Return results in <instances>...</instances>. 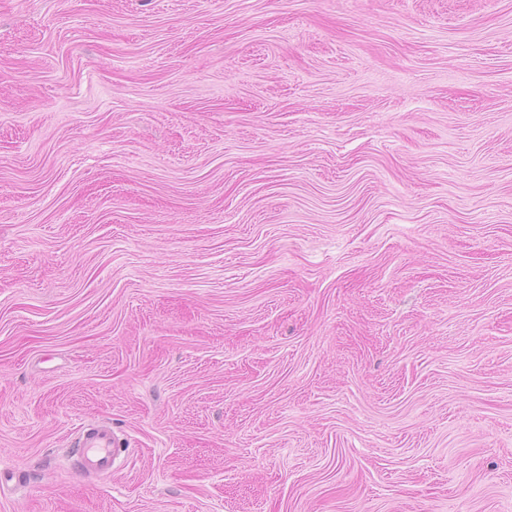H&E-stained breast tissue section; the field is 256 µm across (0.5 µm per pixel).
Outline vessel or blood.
I'll return each mask as SVG.
<instances>
[{
    "mask_svg": "<svg viewBox=\"0 0 512 512\" xmlns=\"http://www.w3.org/2000/svg\"><path fill=\"white\" fill-rule=\"evenodd\" d=\"M72 453L76 457L80 473L100 478L111 476L115 470L119 450L110 423L83 426L74 439Z\"/></svg>",
    "mask_w": 512,
    "mask_h": 512,
    "instance_id": "vessel-or-blood-1",
    "label": "vessel or blood"
}]
</instances>
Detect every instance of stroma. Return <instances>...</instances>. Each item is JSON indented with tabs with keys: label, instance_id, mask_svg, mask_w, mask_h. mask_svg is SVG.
I'll list each match as a JSON object with an SVG mask.
<instances>
[{
	"label": "stroma",
	"instance_id": "35a3bbf8",
	"mask_svg": "<svg viewBox=\"0 0 512 512\" xmlns=\"http://www.w3.org/2000/svg\"><path fill=\"white\" fill-rule=\"evenodd\" d=\"M0 470L512 512V0H0ZM117 446L110 423L83 426L78 431L72 448V456H76L78 471L99 478L112 476L120 455Z\"/></svg>",
	"mask_w": 512,
	"mask_h": 512
}]
</instances>
